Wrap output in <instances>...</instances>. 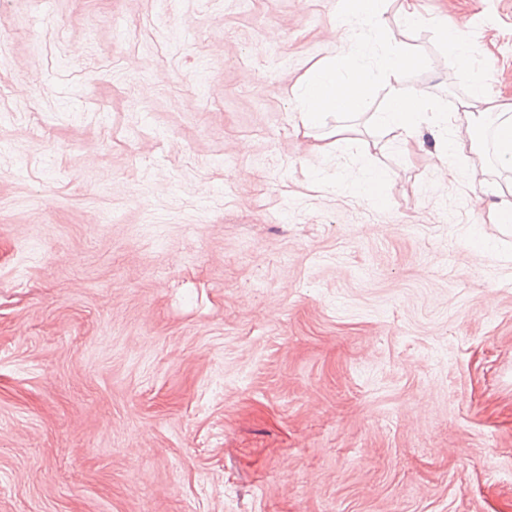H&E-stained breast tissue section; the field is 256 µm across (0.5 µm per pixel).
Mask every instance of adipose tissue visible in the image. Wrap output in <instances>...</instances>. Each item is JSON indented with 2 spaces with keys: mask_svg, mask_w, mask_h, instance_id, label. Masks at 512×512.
Instances as JSON below:
<instances>
[{
  "mask_svg": "<svg viewBox=\"0 0 512 512\" xmlns=\"http://www.w3.org/2000/svg\"><path fill=\"white\" fill-rule=\"evenodd\" d=\"M347 8L340 21L348 33L349 45L309 76L297 96L303 129L315 128L326 113L357 111L364 105V91L374 73L387 76L421 66V58L409 53L402 45L382 41L375 54L374 66L364 62L367 44L363 29L383 32L385 22L379 0H346ZM389 104L379 113V127L400 142H408L420 133L422 122H429L436 136V146L442 154L462 152L476 130L497 119L503 137L497 138V156L501 164L512 166V106L476 89L471 101L461 103L452 112H430V96L426 91L392 85Z\"/></svg>",
  "mask_w": 512,
  "mask_h": 512,
  "instance_id": "1",
  "label": "adipose tissue"
}]
</instances>
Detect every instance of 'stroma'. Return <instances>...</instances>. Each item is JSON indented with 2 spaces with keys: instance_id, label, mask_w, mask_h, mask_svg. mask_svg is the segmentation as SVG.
Here are the masks:
<instances>
[{
  "instance_id": "stroma-1",
  "label": "stroma",
  "mask_w": 512,
  "mask_h": 512,
  "mask_svg": "<svg viewBox=\"0 0 512 512\" xmlns=\"http://www.w3.org/2000/svg\"><path fill=\"white\" fill-rule=\"evenodd\" d=\"M401 4L403 85L512 103V0ZM344 8L0 0V512H512V167L381 78L305 136Z\"/></svg>"
}]
</instances>
